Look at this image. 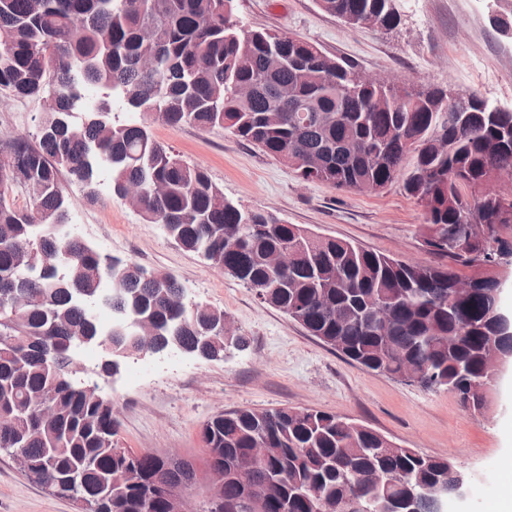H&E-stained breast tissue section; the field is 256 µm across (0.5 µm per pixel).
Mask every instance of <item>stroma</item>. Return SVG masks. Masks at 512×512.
Instances as JSON below:
<instances>
[{"label": "stroma", "mask_w": 512, "mask_h": 512, "mask_svg": "<svg viewBox=\"0 0 512 512\" xmlns=\"http://www.w3.org/2000/svg\"><path fill=\"white\" fill-rule=\"evenodd\" d=\"M246 29L264 28L318 46L359 72L397 84L449 85L479 93L512 110V38L490 23V0H397L391 31L357 30L323 11L317 0H233ZM43 102L8 97L0 103V141L35 139ZM153 137L178 159L204 168L226 198L277 214L323 238L351 240L406 262H432L420 245L419 207L399 185L379 193L338 191L299 179L294 169L221 129L149 123ZM69 212L82 214L84 242L146 270L173 274L189 299L222 310L248 346L228 347L219 361L180 357L179 369L158 370V356H133L108 378L97 368L103 352L86 348L76 383L96 385L111 400L122 446L202 464V427L238 408L314 409L355 420L405 448L451 459L466 475V495L445 512H490L500 499L499 463L512 453V364L499 375L486 413L464 409L456 395L372 373L322 344L284 312L262 303L227 271L181 248L164 227L145 223L138 208L117 197L111 182L88 198L59 169ZM0 512H74L72 502L30 482L0 453Z\"/></svg>", "instance_id": "35a3bbf8"}]
</instances>
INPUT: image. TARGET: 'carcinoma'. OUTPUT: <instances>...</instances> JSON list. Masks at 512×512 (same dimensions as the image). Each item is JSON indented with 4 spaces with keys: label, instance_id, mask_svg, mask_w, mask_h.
I'll list each match as a JSON object with an SVG mask.
<instances>
[{
    "label": "carcinoma",
    "instance_id": "obj_1",
    "mask_svg": "<svg viewBox=\"0 0 512 512\" xmlns=\"http://www.w3.org/2000/svg\"><path fill=\"white\" fill-rule=\"evenodd\" d=\"M232 0H0V93L44 99L49 118L33 147L23 137L0 143V185L24 193L29 207L0 202V292L29 297L10 327L0 324V451L24 450L28 479L71 500L96 497L98 512H169L158 484L176 490L194 482L187 461L121 446L112 406L69 374L76 336L105 337L94 315L74 302L100 288L102 255L77 238L48 231L37 241L31 224H52L65 212L57 179L64 167L89 187L97 166L84 145L114 159L113 192L124 183L157 179L160 197L147 193L143 219L168 225L182 248L224 264V270L262 302L280 309L310 335L375 373L394 374L401 358L425 373L421 387L446 389L473 412L480 398L468 380L486 375L481 361L498 287L495 274L477 264L512 255V197L483 193L501 174H512V111L493 112L469 93L465 112H446L448 89L363 86L356 71L315 45L269 30L245 29L233 19ZM397 0H318L354 29L374 20L390 29ZM159 61L145 73L139 61ZM112 81L126 87L133 112L171 128H221L290 165L298 176L336 190L380 192L399 183L421 209L424 249L435 263H405L345 239L321 238L261 209L224 197L205 169L167 152L146 124L118 130L88 111L70 114L86 85ZM292 83L299 100L278 94ZM311 155L324 157L314 172ZM293 251L289 270L269 257ZM35 256L44 274L19 275L16 263ZM67 258L66 273L53 267ZM451 260V264L444 260ZM469 269L470 288L458 290L456 268ZM109 309L136 312L158 329L164 343L176 334L196 356L224 357V311L174 307L181 287L168 274L148 278L119 268ZM392 309L378 326L374 309ZM207 455L224 463V504L204 512H328L324 505L359 491L363 497L407 499L421 485L443 479L445 465L396 445L354 421L318 410L298 419L288 409H234L202 428ZM263 440L267 457L257 488L245 501L231 473L252 464L248 450ZM136 460L126 466L125 456ZM371 469L388 484L363 483Z\"/></svg>",
    "mask_w": 512,
    "mask_h": 512
}]
</instances>
